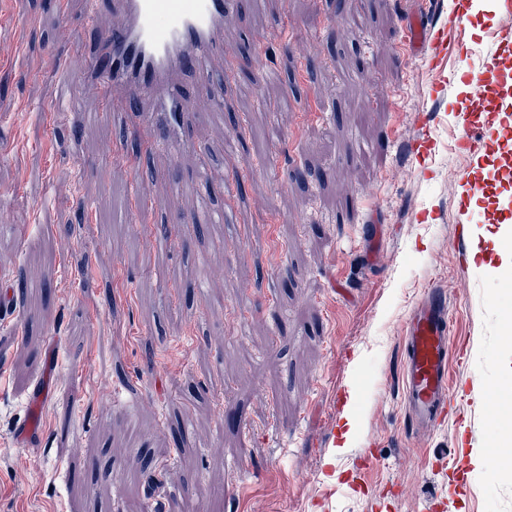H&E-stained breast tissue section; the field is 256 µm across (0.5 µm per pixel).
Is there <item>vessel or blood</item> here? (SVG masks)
Masks as SVG:
<instances>
[{
  "instance_id": "b4317fda",
  "label": "vessel or blood",
  "mask_w": 512,
  "mask_h": 512,
  "mask_svg": "<svg viewBox=\"0 0 512 512\" xmlns=\"http://www.w3.org/2000/svg\"><path fill=\"white\" fill-rule=\"evenodd\" d=\"M239 9L240 0H113L118 25L101 27L92 57L78 65L81 82L99 97L93 121L123 112L149 149L160 148L174 156L196 149L194 129L200 116L194 101L183 96V83L189 78L196 82L208 102V119H223L224 96L219 88L227 75L224 31L236 21ZM403 52L424 60L441 58L447 45L444 38L429 37L416 21L403 31ZM511 83L512 57L498 51L484 56L470 71L472 93L487 102L488 110L473 114L463 126L460 143L468 153L512 159V118L504 116L502 102L490 101L487 91L488 86ZM190 186L202 202L188 216V223H218L219 214L203 202L206 178L191 180ZM44 347L41 384L35 389L31 414L14 429L15 442L31 451L41 442L33 417L53 397L59 364L54 338H46ZM454 353L447 294L429 288L406 319L403 346L405 399L419 432L431 431L444 417L448 360Z\"/></svg>"
}]
</instances>
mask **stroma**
<instances>
[{
  "label": "stroma",
  "mask_w": 512,
  "mask_h": 512,
  "mask_svg": "<svg viewBox=\"0 0 512 512\" xmlns=\"http://www.w3.org/2000/svg\"><path fill=\"white\" fill-rule=\"evenodd\" d=\"M452 2L271 0L226 41L241 55L263 34L277 78L226 93L232 121L198 124L206 157L136 158L125 126L87 122L98 100L62 62L60 31L92 49L116 21L112 0L92 16L84 0H0V512H142L140 451L163 476L165 512L187 500L194 512H512V397L475 428L496 454L490 477L454 444L462 389L420 439L401 381L404 324L431 285L490 387L506 386L512 352V233L497 216L512 179L458 145L467 75L501 19L476 0L436 67L397 49L406 18L442 32ZM61 81L75 95L63 118ZM421 136L426 152L404 153ZM289 157L325 183L300 186ZM202 165L239 221L201 234L183 221L196 196L169 186ZM464 178L492 185L468 224L451 191ZM373 219L384 240L367 264ZM161 264L178 274L165 287ZM48 335L59 382L43 432L70 424L32 452L12 430Z\"/></svg>",
  "instance_id": "stroma-1"
}]
</instances>
